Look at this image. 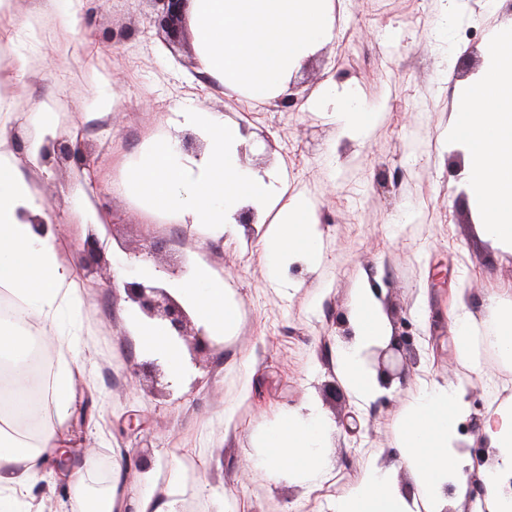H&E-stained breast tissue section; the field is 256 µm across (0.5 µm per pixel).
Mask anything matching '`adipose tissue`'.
Returning a JSON list of instances; mask_svg holds the SVG:
<instances>
[{"mask_svg":"<svg viewBox=\"0 0 512 512\" xmlns=\"http://www.w3.org/2000/svg\"><path fill=\"white\" fill-rule=\"evenodd\" d=\"M190 26L201 73L220 86L239 90L251 102L268 103L291 96V78L309 57L336 38L335 0H191ZM304 109L322 113L338 137L367 139L379 114L365 105L349 85L328 79L308 97ZM167 126L187 128L206 143L201 157L184 153L173 136L160 139L127 165L115 192L148 210L174 211L206 226L213 241L239 239L237 216L244 207L255 210L256 245L268 280L287 292L283 270L306 263L319 272L326 259V243L319 211L309 191L289 193L288 173L279 168L262 174L240 158L239 127L223 114L189 104L167 118ZM12 129L0 121V287L21 303L16 317L0 316V367L25 364L34 346L61 361L54 376L52 416L41 417L23 382L0 388V418L17 425L37 422L35 437L0 428V512H43L30 501L31 489L42 480L44 460L62 445L74 400L73 340L62 326L84 320V299L75 281V265L61 259L58 225L37 232L34 219L44 218L40 189L19 169L12 151ZM177 300L210 329L231 331L238 322L227 300L223 277L199 265L187 280L174 284ZM143 348L164 359L173 375L184 362L167 325L129 317ZM351 326L354 340L336 349V375L358 402L375 401L386 391L377 374L364 364L365 351L388 342L390 328L367 284L352 290ZM471 414L464 388L420 381L407 407L400 437V464L411 476L412 490L401 493L390 469L367 461L348 495L334 501L330 512H445L446 487L455 483L467 496L471 479L484 487L487 512H512V499L499 489L512 476V404L498 406L483 418L481 443L496 449L494 464H474L455 454L464 437L458 422ZM333 430L319 404L310 398L291 412L277 415L264 431L261 452L253 466L273 481L294 479L316 488L329 473L326 443ZM128 462H112L113 480L99 498L85 489L91 461L67 473L66 512H183L187 469L173 462L168 491L157 499L137 487L126 486Z\"/></svg>","mask_w":512,"mask_h":512,"instance_id":"ef3b65f1","label":"adipose tissue"}]
</instances>
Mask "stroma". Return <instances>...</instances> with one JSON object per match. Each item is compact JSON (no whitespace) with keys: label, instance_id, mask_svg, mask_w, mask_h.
Instances as JSON below:
<instances>
[{"label":"stroma","instance_id":"1","mask_svg":"<svg viewBox=\"0 0 512 512\" xmlns=\"http://www.w3.org/2000/svg\"><path fill=\"white\" fill-rule=\"evenodd\" d=\"M413 5L394 0L390 15L380 20L372 0H348L336 27L340 33L354 29L348 53L339 43L327 44L292 78L298 100L336 74L365 103L382 109L367 140L341 144L347 162L332 176L323 158L334 125L317 112L255 107L233 90L211 91V79L198 71L192 36L178 44L165 40L152 0H89L82 24L73 29L42 11L39 0H10L0 12V87L8 91L5 117L15 130L20 168H31L28 142L50 134L60 139L81 133L90 162L81 172L55 158L41 165L39 181L44 207L61 226L64 254L91 230L103 244L97 259L76 264L94 334L79 345V411L65 443L72 459H94L91 494L109 488L112 459L119 455L141 464L126 473L127 484L152 474L149 488L159 499L167 493L166 464L182 462L195 476L185 491V512H208L210 496L224 492L235 495L238 512H282L289 503L296 512H329V503L350 490L342 476L360 475L376 453L395 468L399 489L409 490L398 445L418 380L454 385L473 376L455 350L456 294H466L469 311L484 323L486 299L512 285V254L478 236L458 186L463 156L448 151L445 140L454 88L480 67L488 31L512 22V0H469L450 44L435 34L436 0H421L424 17L412 24L404 16ZM15 13L29 17L33 36L17 34L10 23ZM20 53L28 57L22 78L9 66ZM106 96L111 104H103ZM392 99L398 111H387ZM42 100L55 105V128L41 125L31 112ZM191 101L246 124L241 159L247 166L267 150L273 165L287 163L288 146L298 148L302 169L289 179L297 189H310L321 206L328 246L322 274L291 266L285 277L292 287L279 294L269 285L251 233L216 243L188 220L146 211L113 193L126 162L161 132V117ZM97 210L108 214L107 223L93 224ZM156 240L165 241V249L147 254ZM118 255L171 283L205 262L224 277L238 311L236 329L211 334L209 350L196 354L189 337L203 325L192 319L178 341L186 370L172 376L129 326L135 304L109 286ZM361 281L375 287L393 335L411 336L404 375L392 380L390 394L369 405L328 391L338 381L336 348L353 336L349 301ZM307 397L335 426L326 450L332 478L312 492L292 482L272 483L248 461L273 410L293 409ZM132 419L138 431L129 430Z\"/></svg>","mask_w":512,"mask_h":512}]
</instances>
